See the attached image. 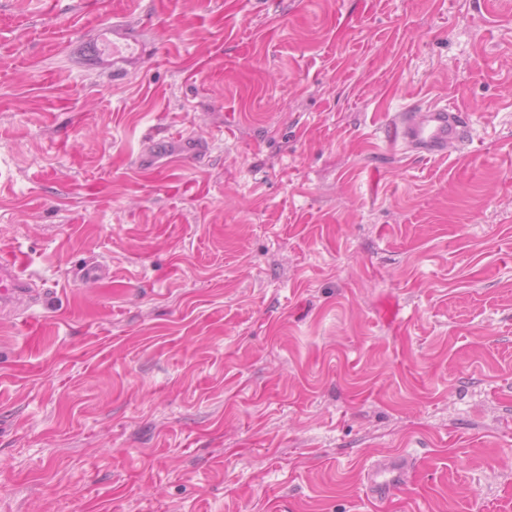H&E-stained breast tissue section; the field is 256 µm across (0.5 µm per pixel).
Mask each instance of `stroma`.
Masks as SVG:
<instances>
[{
    "label": "stroma",
    "mask_w": 512,
    "mask_h": 512,
    "mask_svg": "<svg viewBox=\"0 0 512 512\" xmlns=\"http://www.w3.org/2000/svg\"><path fill=\"white\" fill-rule=\"evenodd\" d=\"M0 251V512H512V0H0ZM110 35H112V41L109 38ZM99 40L102 44L112 45V59L135 57L141 52L138 41L132 39L128 41L113 25L112 31L109 27H103L100 30ZM388 133L413 155L444 156L448 145L466 141V115L446 106H421L397 116ZM34 282L23 277L17 261L9 253H0V302L10 303L17 298H25L29 305L39 302V290ZM410 462L407 458H395L389 462L376 463L367 472V487L374 496L385 495L388 492L404 488Z\"/></svg>",
    "instance_id": "35a3bbf8"
}]
</instances>
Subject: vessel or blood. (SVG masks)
<instances>
[{
  "mask_svg": "<svg viewBox=\"0 0 512 512\" xmlns=\"http://www.w3.org/2000/svg\"><path fill=\"white\" fill-rule=\"evenodd\" d=\"M101 43L112 46L116 58L138 56L140 44L121 33L102 28ZM389 136L417 156L445 155L449 145L464 143L467 139V121L464 113L445 106L417 107L397 116L390 125ZM25 298L28 304L39 301V291L34 282L23 277L13 255L0 253V302L9 303ZM410 462L396 458L373 465L367 472V487L372 495L380 496L405 487Z\"/></svg>",
  "mask_w": 512,
  "mask_h": 512,
  "instance_id": "vessel-or-blood-1",
  "label": "vessel or blood"
}]
</instances>
